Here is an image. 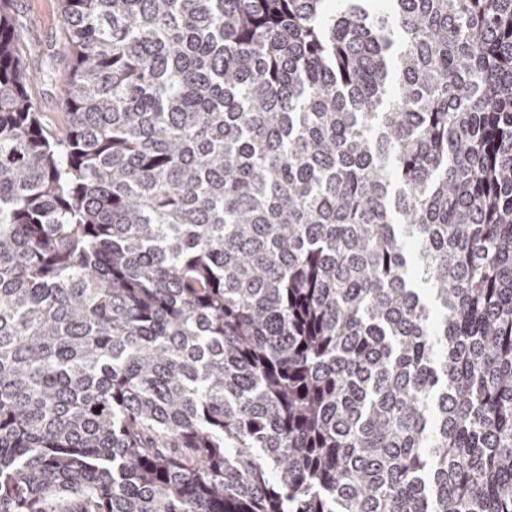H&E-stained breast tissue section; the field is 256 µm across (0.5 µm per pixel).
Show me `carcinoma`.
<instances>
[{
  "mask_svg": "<svg viewBox=\"0 0 512 512\" xmlns=\"http://www.w3.org/2000/svg\"><path fill=\"white\" fill-rule=\"evenodd\" d=\"M0 0V512H512V0ZM15 15L23 29L29 55L28 69L39 68L42 52L55 55L52 81H31L29 93L50 129L60 127L65 120L61 97L69 60L63 48L62 21L58 0H15Z\"/></svg>",
  "mask_w": 512,
  "mask_h": 512,
  "instance_id": "carcinoma-1",
  "label": "carcinoma"
}]
</instances>
